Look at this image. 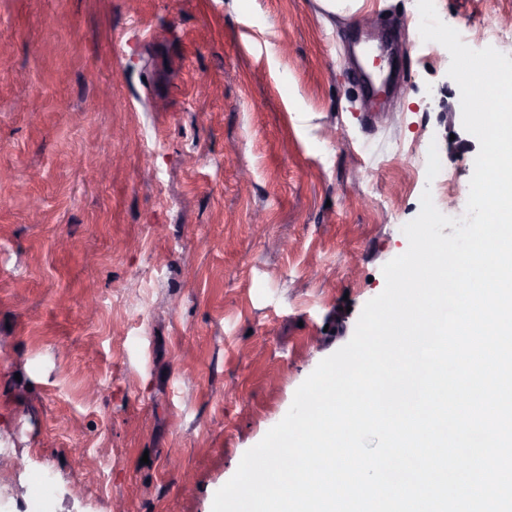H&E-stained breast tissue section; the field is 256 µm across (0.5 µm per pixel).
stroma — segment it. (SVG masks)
I'll return each instance as SVG.
<instances>
[{
    "label": "stroma",
    "instance_id": "obj_1",
    "mask_svg": "<svg viewBox=\"0 0 512 512\" xmlns=\"http://www.w3.org/2000/svg\"><path fill=\"white\" fill-rule=\"evenodd\" d=\"M512 57V0H436ZM417 0H0V512H212L479 151Z\"/></svg>",
    "mask_w": 512,
    "mask_h": 512
}]
</instances>
